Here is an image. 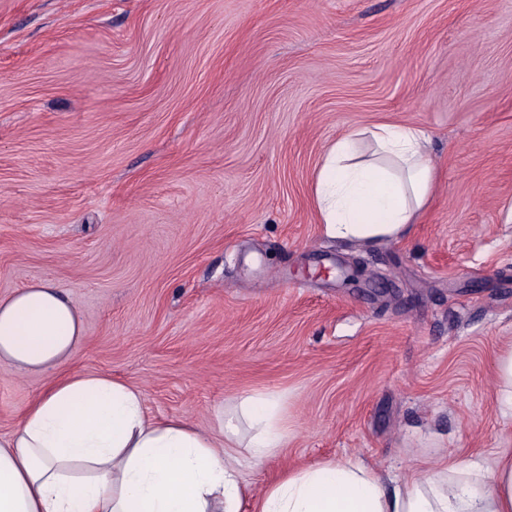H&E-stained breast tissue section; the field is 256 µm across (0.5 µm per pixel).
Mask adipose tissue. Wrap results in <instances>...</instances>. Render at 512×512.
Listing matches in <instances>:
<instances>
[{
    "label": "adipose tissue",
    "mask_w": 512,
    "mask_h": 512,
    "mask_svg": "<svg viewBox=\"0 0 512 512\" xmlns=\"http://www.w3.org/2000/svg\"><path fill=\"white\" fill-rule=\"evenodd\" d=\"M366 137L371 155L359 153ZM437 178L421 128L379 123L339 137L314 173L329 235L392 239L416 223ZM84 337L72 299L41 280L0 298V365L37 374L63 367ZM254 460L284 434L273 395L245 398L215 436L173 417L155 420L142 393L107 375L68 373L0 436V512H241L238 434ZM255 512H512V454L492 466L448 460L409 476L351 456L289 471Z\"/></svg>",
    "instance_id": "1"
}]
</instances>
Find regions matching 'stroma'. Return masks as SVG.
Masks as SVG:
<instances>
[{"label":"stroma","mask_w":512,"mask_h":512,"mask_svg":"<svg viewBox=\"0 0 512 512\" xmlns=\"http://www.w3.org/2000/svg\"><path fill=\"white\" fill-rule=\"evenodd\" d=\"M379 122L428 133L434 193L399 238L330 237L316 167ZM511 205L512 0H0V296L66 290L68 371L149 416L215 430L275 395L248 497L355 453L512 452ZM53 378L0 365V435ZM496 373L501 394L500 411L503 416L512 417V349L501 354Z\"/></svg>","instance_id":"1"}]
</instances>
